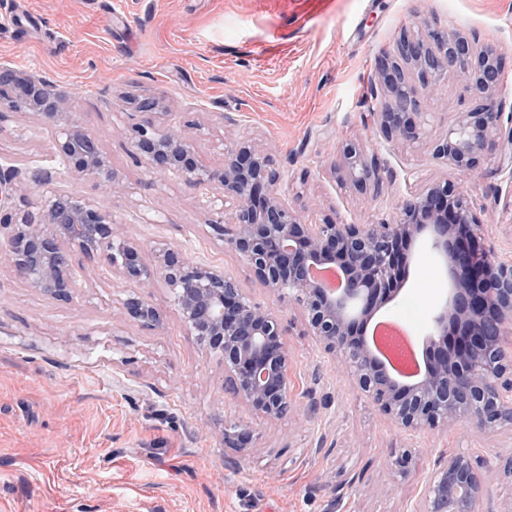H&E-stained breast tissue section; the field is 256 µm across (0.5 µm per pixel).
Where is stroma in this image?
Instances as JSON below:
<instances>
[{
    "instance_id": "35a3bbf8",
    "label": "stroma",
    "mask_w": 512,
    "mask_h": 512,
    "mask_svg": "<svg viewBox=\"0 0 512 512\" xmlns=\"http://www.w3.org/2000/svg\"><path fill=\"white\" fill-rule=\"evenodd\" d=\"M418 17L495 47L500 97L512 105V0H0V64L63 93L123 183L112 192L71 177L53 130L18 111L0 122V168L24 184L16 207L34 209L51 189L80 195L139 243L145 263L165 243L223 267L278 313L296 407L271 421L229 393L222 357L188 333L164 279L139 289L112 277L104 257L79 255L72 297L59 301L0 264V512H407L439 453L469 454L479 468L512 455V425L405 435L308 336L302 307L265 288L210 227L205 196L132 155L133 100H153L213 168L230 116L273 153L284 199L309 219L375 224L432 183L461 184L486 248L512 261V183L495 158L464 179L420 143L364 122L378 57ZM415 95L431 103L434 138L475 105L455 70ZM351 139L385 166L379 198L333 172ZM37 169L51 171L49 185L32 182ZM447 290L440 256L419 241L380 315L426 340ZM139 294L162 325L129 316L124 301ZM239 423L252 428L243 452L224 442Z\"/></svg>"
}]
</instances>
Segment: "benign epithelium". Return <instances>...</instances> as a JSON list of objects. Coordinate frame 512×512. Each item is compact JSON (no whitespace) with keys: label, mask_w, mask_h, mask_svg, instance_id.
<instances>
[{"label":"benign epithelium","mask_w":512,"mask_h":512,"mask_svg":"<svg viewBox=\"0 0 512 512\" xmlns=\"http://www.w3.org/2000/svg\"><path fill=\"white\" fill-rule=\"evenodd\" d=\"M449 69L465 74L481 107L459 114L446 134L427 139L431 113L414 96L411 78L433 89ZM501 54L480 47L454 29L416 25L404 29L393 48L377 59L375 83L381 97L370 123L390 140L428 146L432 157L472 174L490 151L512 178V113L499 98ZM14 93L1 109L26 111L57 130L56 155L75 178L117 189L121 182L93 133L61 111L63 97L29 76H14ZM166 112H143L131 128L133 155L150 173L175 175L206 191L222 217L214 230L250 266L265 287L288 292L303 308L307 329L334 360L345 366L359 389L402 429L417 433L438 426L474 424L493 430L512 425V262L497 261L483 246L467 194L434 183L405 200L391 219L378 224L312 222L290 206L280 191L282 174L274 157L247 135L225 148L224 165L199 163L195 145L168 123ZM343 180L380 196L383 168L362 144L339 150ZM18 171L0 169V260L27 287L58 300L75 288L73 252L102 253L112 275L145 286L161 276L190 335L224 359L231 390L255 412L277 420L293 409L288 389L291 364L279 316L253 302L224 269L182 257L166 244L155 263L139 259L140 245L119 233L92 201L54 192L34 211L12 213ZM70 207L59 208L61 198ZM439 253L451 281L450 299L432 318L435 336L424 369L414 379L398 376L372 348L362 328L401 290L406 248L423 237ZM317 268L337 272L342 287L326 288ZM128 314L151 326L163 313L144 296L125 300ZM250 426L224 433L234 448H246ZM512 476V456L479 472L471 459L451 455L429 478L422 502L411 512H479L484 484Z\"/></svg>","instance_id":"1"}]
</instances>
